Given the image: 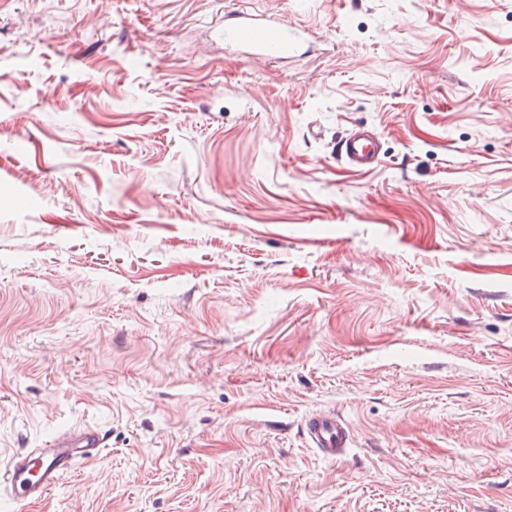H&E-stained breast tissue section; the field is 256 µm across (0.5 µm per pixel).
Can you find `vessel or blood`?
I'll return each instance as SVG.
<instances>
[{"label": "vessel or blood", "mask_w": 512, "mask_h": 512, "mask_svg": "<svg viewBox=\"0 0 512 512\" xmlns=\"http://www.w3.org/2000/svg\"><path fill=\"white\" fill-rule=\"evenodd\" d=\"M217 35L225 44L262 60L293 58L303 44V36L298 30L244 11L227 15ZM379 145L376 133L359 130L340 142L338 153L347 166L370 170L379 159ZM306 431L312 447L331 460L340 457L350 441L346 423L332 413L309 419ZM103 446L100 434L95 431L69 432L56 438L49 447L32 448L12 456L4 472L0 473V480L4 481L14 502L36 503L76 462L96 459Z\"/></svg>", "instance_id": "1"}]
</instances>
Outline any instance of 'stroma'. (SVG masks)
Wrapping results in <instances>:
<instances>
[{
    "label": "stroma",
    "mask_w": 512,
    "mask_h": 512,
    "mask_svg": "<svg viewBox=\"0 0 512 512\" xmlns=\"http://www.w3.org/2000/svg\"><path fill=\"white\" fill-rule=\"evenodd\" d=\"M73 426L0 512H512V0H0V464ZM249 12H235L224 19L217 35L224 43L243 49L256 59H290L303 44L298 30L288 28L274 20L256 18ZM379 145L376 133L359 130L340 142L338 153L347 166L357 170H371L379 159ZM307 436L313 448L334 460L348 447L350 434L344 420L332 413L317 415L307 421ZM102 448L100 434L84 430L59 436L49 448H31L12 456L3 473L9 497L16 503L41 501L77 461L95 460Z\"/></svg>",
    "instance_id": "35a3bbf8"
}]
</instances>
